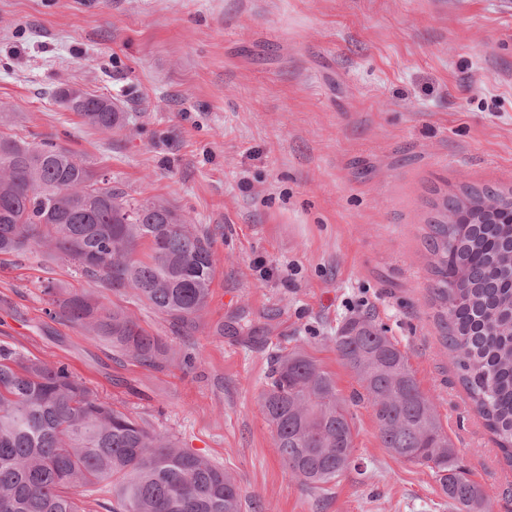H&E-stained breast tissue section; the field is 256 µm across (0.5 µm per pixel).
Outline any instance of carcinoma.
I'll return each mask as SVG.
<instances>
[{
    "label": "carcinoma",
    "instance_id": "cac0c4a2",
    "mask_svg": "<svg viewBox=\"0 0 512 512\" xmlns=\"http://www.w3.org/2000/svg\"><path fill=\"white\" fill-rule=\"evenodd\" d=\"M58 102L93 128L122 127L114 98L60 87ZM512 188L469 187L446 194L429 225L433 300L448 355L506 465L512 468V228L482 216V197ZM474 224L448 223V211ZM32 245L64 256L91 277L133 292L179 332L193 326L211 292L213 241L187 215L158 198L137 200L90 162L53 141L0 134V255ZM50 302L92 336L146 367L174 354L120 308L87 293L47 285ZM357 378L351 400L302 349L276 356L260 410L288 470L321 489L354 460L349 402L371 409L383 447L427 467L456 512H484V489L467 477L433 399L406 355L368 315L333 337ZM112 483V512H241L235 478L100 398L63 364L0 345V512H93L85 488Z\"/></svg>",
    "mask_w": 512,
    "mask_h": 512
}]
</instances>
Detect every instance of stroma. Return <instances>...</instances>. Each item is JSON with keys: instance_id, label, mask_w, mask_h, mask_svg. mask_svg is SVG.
I'll return each mask as SVG.
<instances>
[{"instance_id": "1", "label": "stroma", "mask_w": 512, "mask_h": 512, "mask_svg": "<svg viewBox=\"0 0 512 512\" xmlns=\"http://www.w3.org/2000/svg\"><path fill=\"white\" fill-rule=\"evenodd\" d=\"M65 84L118 99L126 125H85L51 97ZM0 131L170 202L218 257L178 334L72 261L0 256V345L65 364L232 473L243 512H452L427 468L383 447L366 405L351 409L360 469L326 491L275 448L258 404L273 355L303 345L350 397L333 338L369 314L406 352L486 512H512V468L435 323L424 244L438 193L512 188V0H0ZM49 283L120 306L176 363L119 356L50 311Z\"/></svg>"}]
</instances>
